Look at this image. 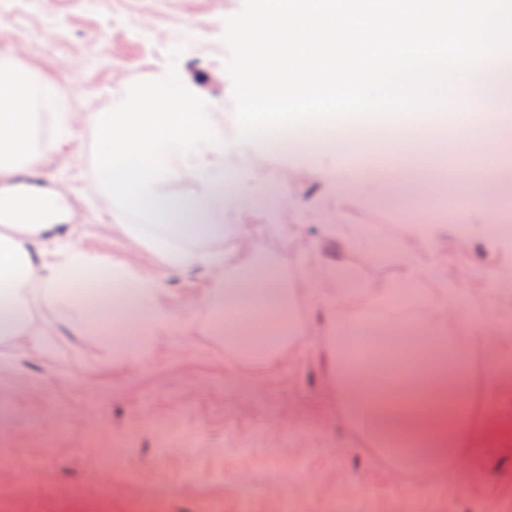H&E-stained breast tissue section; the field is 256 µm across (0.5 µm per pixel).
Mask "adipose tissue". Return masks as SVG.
I'll return each mask as SVG.
<instances>
[{"label": "adipose tissue", "mask_w": 512, "mask_h": 512, "mask_svg": "<svg viewBox=\"0 0 512 512\" xmlns=\"http://www.w3.org/2000/svg\"><path fill=\"white\" fill-rule=\"evenodd\" d=\"M512 69V54L495 61H483L477 76L456 84L449 113L458 115L463 125L474 124L479 112L493 108L490 91L500 73ZM53 105L57 113L55 136L63 140L71 133L72 116L67 96L59 87L35 81L28 71L16 67L9 57L0 56V341L19 342L52 358L53 350L27 318L33 300L55 309L69 330L88 328L87 308L65 294V287L82 280L100 267V260L86 254L60 236L73 218L68 208H60L55 190L27 193L12 185L19 172L36 165L38 155L31 146L34 108L39 102ZM241 164L239 176L221 184L225 167ZM262 163L259 144H236L220 153L204 148L200 153L172 152L169 166L178 173L191 174L200 190L185 202L164 193L163 181L154 190L164 198V223L145 225L156 236L153 254L167 267L185 269L203 266L213 287L202 307L225 309L222 336L229 348L241 357L277 359L292 343L291 328H283L267 340L262 349L241 345L242 336L232 312L240 295L258 302L264 314L280 316L288 308L290 291L274 270L262 261L247 238H240L233 250L199 254L187 243L196 238L223 242L226 220L245 222L255 200L248 184ZM304 172L314 174L324 185L321 200L306 208L295 202L287 187H280L273 205L276 213L306 214L310 221L324 224L336 236L337 247H345L357 229L342 227L344 205L350 183L359 172L338 161L324 159L318 147L304 149ZM447 225H422L411 245L392 250V257L409 279L430 282L429 291L415 303L416 316L407 324L387 323V335L398 337L412 361L404 383L394 384L380 376L369 358H352L349 346L365 343L369 324L348 313L343 303L351 293L350 268L342 259L322 257L308 263L304 283L312 308L321 316L322 335L336 376V394L346 416L375 447L394 453L396 462L421 474L441 473L449 459L477 440L470 428L469 351L476 334L493 330L499 342H512V323L492 311L472 307L473 292L452 276L440 258L441 241ZM431 254L428 265L419 258ZM136 288L135 313L147 322L148 344L137 335L123 339L129 357L144 358L167 340L188 332V323L176 317L160 299L159 283L133 270H123Z\"/></svg>", "instance_id": "1"}]
</instances>
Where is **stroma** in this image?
Instances as JSON below:
<instances>
[{
    "label": "stroma",
    "mask_w": 512,
    "mask_h": 512,
    "mask_svg": "<svg viewBox=\"0 0 512 512\" xmlns=\"http://www.w3.org/2000/svg\"><path fill=\"white\" fill-rule=\"evenodd\" d=\"M244 0H0V39L14 45L15 62L37 79L67 92L72 112L108 108L139 80L162 78L168 51L186 49L178 61L185 86L208 103L225 136L237 135L233 84L225 70L221 40L226 17ZM38 168L61 189L76 213L70 239L108 261L156 279L164 303L192 324L138 362L113 351L117 330L133 314H114L111 299L91 305V327L65 330L57 312L32 303L28 318L54 346L52 359L0 343V512H512V377L491 379L488 367L501 346L478 340L469 360L470 422L480 439L463 449L449 470L466 464L467 475L421 480L398 467L360 436L336 403L332 366L322 339L300 334L275 361H240L208 329L198 307L212 286L202 267L182 270L129 240L89 190L95 134L77 124L68 143L54 140L52 109H38ZM425 130L394 143L384 131L361 150V162L390 148L392 161L375 166L386 181L406 171L429 186L425 198L406 200L384 213L387 233L406 244L407 231L428 213L459 201L441 194L427 160L442 152L464 167L479 157L459 144L443 147ZM293 148L273 147L259 176L271 186L287 183L289 194L309 203L322 192L315 177L299 173ZM286 232L269 226L264 208L248 218L245 233L293 292L295 326L311 320L300 281L310 253L336 243L322 225L282 216ZM444 244L448 266L468 288L496 276L501 252L485 225H471V243L458 247V224L448 219ZM356 286L346 306L361 317L389 316L377 288L405 287L396 263L366 261L344 250Z\"/></svg>",
    "instance_id": "1"
}]
</instances>
